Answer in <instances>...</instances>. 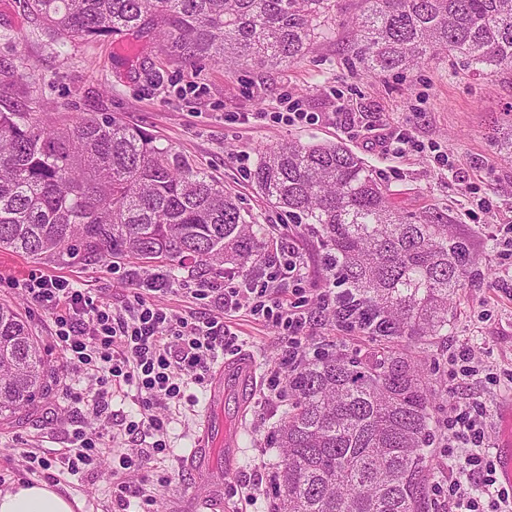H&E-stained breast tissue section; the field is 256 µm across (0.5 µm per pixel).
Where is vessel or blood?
<instances>
[{"label": "vessel or blood", "mask_w": 512, "mask_h": 512, "mask_svg": "<svg viewBox=\"0 0 512 512\" xmlns=\"http://www.w3.org/2000/svg\"><path fill=\"white\" fill-rule=\"evenodd\" d=\"M253 360L236 355L218 363L211 372L206 388L207 408L202 413L193 448L182 459L183 469L196 476L197 486L191 500L193 512H224L225 487L237 468L238 438L234 428L225 425L224 399L234 396L246 402L256 383ZM499 414L508 429L502 433L495 448L501 484L512 487V398L499 406Z\"/></svg>", "instance_id": "b4317fda"}]
</instances>
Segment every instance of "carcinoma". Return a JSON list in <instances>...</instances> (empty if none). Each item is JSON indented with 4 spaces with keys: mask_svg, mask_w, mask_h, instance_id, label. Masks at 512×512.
Returning a JSON list of instances; mask_svg holds the SVG:
<instances>
[{
    "mask_svg": "<svg viewBox=\"0 0 512 512\" xmlns=\"http://www.w3.org/2000/svg\"><path fill=\"white\" fill-rule=\"evenodd\" d=\"M335 0H25L55 42L150 33L182 63L275 66L310 52ZM353 60L369 73L447 58L478 73L512 70V0H360ZM45 108L0 105V250L35 262L128 260L221 275L269 255L263 225L224 184L152 135L91 112L51 127ZM257 194L320 239L336 281V324L376 344L365 358L325 354L288 380L267 441L275 512H429L432 409L445 380L411 347L448 335V308L475 276L466 240L435 215H404L342 144L290 141L250 171ZM48 388L28 322L0 304V419Z\"/></svg>",
    "mask_w": 512,
    "mask_h": 512,
    "instance_id": "obj_1",
    "label": "carcinoma"
}]
</instances>
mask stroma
<instances>
[{
  "label": "stroma",
  "instance_id": "obj_1",
  "mask_svg": "<svg viewBox=\"0 0 512 512\" xmlns=\"http://www.w3.org/2000/svg\"><path fill=\"white\" fill-rule=\"evenodd\" d=\"M343 16L332 13L330 33L317 49L290 64L266 69H233L208 60L177 62L162 53L153 37L129 35L97 41L56 44L20 0H0V77L8 79L0 99L25 106L38 103L54 117L77 112H109L113 117L160 138L198 167L221 179L240 198L241 207L269 228L276 241L298 249L308 273L311 293L326 284L320 262L321 244L303 227L284 223L253 191L251 160L267 148L289 140L338 142L363 158L376 178L387 185L401 212L438 214L450 230L466 238L478 268L468 288L459 292L448 316L451 331L433 352L418 354L436 374L448 371L445 357L453 342L469 340L476 354L498 373L512 371V294L501 288L512 265L500 260L493 238L499 225L512 224V156L499 140L512 131V72L494 76L475 73L459 63L434 60L404 74L369 75L356 68L347 52ZM306 112H329L332 120L288 126L271 121L246 125L225 123L228 112H284L292 104ZM379 127L405 125L420 140L435 142L448 153L450 167L425 155L403 158L382 151L353 135L351 123ZM480 187L487 202L481 221H474L468 184ZM68 280L83 289L94 304L120 306L132 300L133 285L112 271L108 261L73 260L36 263L23 255L0 252V299L18 307L40 337L49 361L57 354L52 340L50 310L24 291L32 274ZM246 344L258 375L271 369L280 350L277 331L247 312L228 317ZM311 347L348 354L367 353L368 338L335 323L314 329ZM187 398L170 408V449L158 463L166 482L150 483L148 512H187L185 503L194 479L179 461L194 443L205 390L196 385ZM140 410L136 391L113 396L111 422L97 420L85 403H77L51 387L48 395L12 420L0 421V490L15 483L49 482L78 498L82 512H119L112 485L87 469L69 470L57 463L59 449L75 425L111 438L118 423ZM284 410L279 399H268L254 387L250 409L239 413L236 400L225 411L240 435V470L228 483L232 512H273L272 482L255 486L252 459L267 448L271 461L282 451L268 448ZM33 448L51 460L50 470L31 469L24 449Z\"/></svg>",
  "mask_w": 512,
  "mask_h": 512
}]
</instances>
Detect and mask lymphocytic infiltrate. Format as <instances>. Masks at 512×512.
I'll list each match as a JSON object with an SVG mask.
<instances>
[{"label": "lymphocytic infiltrate", "instance_id": "1", "mask_svg": "<svg viewBox=\"0 0 512 512\" xmlns=\"http://www.w3.org/2000/svg\"><path fill=\"white\" fill-rule=\"evenodd\" d=\"M371 142L396 155L429 153L439 165L449 163L438 146L420 141L404 126L375 129ZM112 270L137 288L133 301L119 307L93 305L67 280L42 275L31 276L25 290L32 300L53 311L52 338L58 349L54 378L71 400L84 399L73 387L74 380L82 376L92 393V413L100 420L110 418L112 395L123 387L135 388L141 398L139 417L123 421L119 431L121 437L134 442V449L106 446L101 434L78 427L59 457L68 468H90L107 482L118 469L141 473L142 485L122 482L115 490V499L126 512L132 499L144 498L143 485L152 480L160 456L169 448L166 410L184 399L187 385L206 383L218 354L243 351L241 339L226 324L224 314L243 310L278 329L280 363L267 372L263 383L268 397L278 398L290 374L311 358L308 333L325 313L335 309L336 283L328 281L317 301H309L306 266L300 254L275 251L255 274L241 278L230 269L223 280L198 282L193 298L207 301L216 313L193 318L156 302V295L170 286L167 275L117 264ZM284 281L290 285L286 299L279 291ZM470 379L496 387L504 380L512 383V374L501 377L479 359L472 345L462 342L448 354V387L456 389ZM488 426L486 402L449 403L437 440L440 453L448 458V473L434 479L429 490L436 512H512V491L497 481ZM105 454L111 457L113 469L100 468L99 460Z\"/></svg>", "mask_w": 512, "mask_h": 512}]
</instances>
